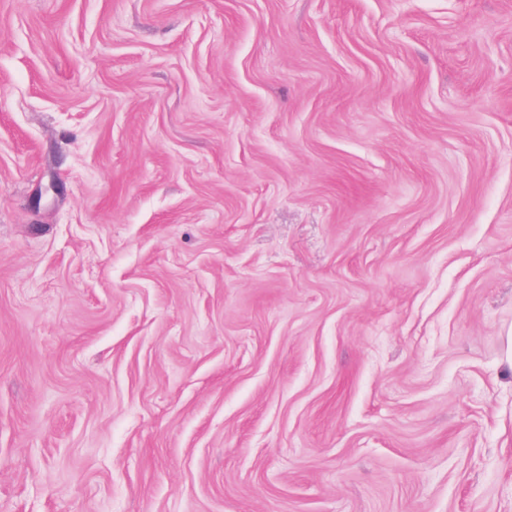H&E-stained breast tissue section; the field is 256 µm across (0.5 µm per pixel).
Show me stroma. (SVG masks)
<instances>
[{
	"label": "stroma",
	"mask_w": 512,
	"mask_h": 512,
	"mask_svg": "<svg viewBox=\"0 0 512 512\" xmlns=\"http://www.w3.org/2000/svg\"><path fill=\"white\" fill-rule=\"evenodd\" d=\"M512 0H0V512H512Z\"/></svg>",
	"instance_id": "1"
}]
</instances>
